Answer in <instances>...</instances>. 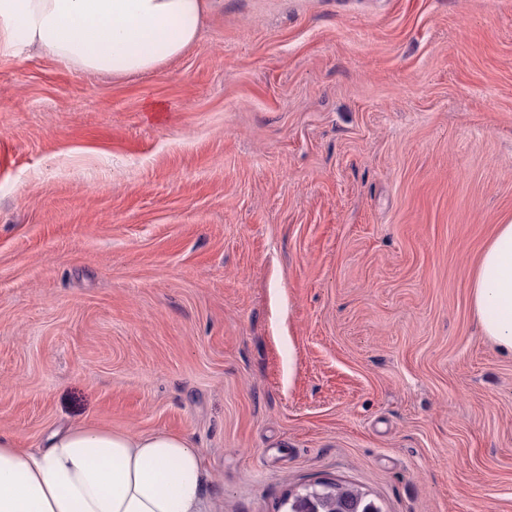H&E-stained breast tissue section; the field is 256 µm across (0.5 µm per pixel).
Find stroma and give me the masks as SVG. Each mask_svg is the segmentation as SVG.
<instances>
[{"instance_id": "stroma-1", "label": "stroma", "mask_w": 512, "mask_h": 512, "mask_svg": "<svg viewBox=\"0 0 512 512\" xmlns=\"http://www.w3.org/2000/svg\"><path fill=\"white\" fill-rule=\"evenodd\" d=\"M512 0H224L154 71L0 57V435L180 434L209 512H512ZM470 306L483 336L512 354V220L498 224L470 277ZM282 512H383L361 489L335 482H316L283 498Z\"/></svg>"}]
</instances>
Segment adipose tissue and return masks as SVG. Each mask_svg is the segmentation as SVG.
<instances>
[{
  "instance_id": "adipose-tissue-1",
  "label": "adipose tissue",
  "mask_w": 512,
  "mask_h": 512,
  "mask_svg": "<svg viewBox=\"0 0 512 512\" xmlns=\"http://www.w3.org/2000/svg\"><path fill=\"white\" fill-rule=\"evenodd\" d=\"M215 0H0V57L29 46L88 70L148 72L193 45ZM483 336L512 354V220L470 277ZM208 475L184 436L78 424L45 447L0 436V512H206Z\"/></svg>"
}]
</instances>
